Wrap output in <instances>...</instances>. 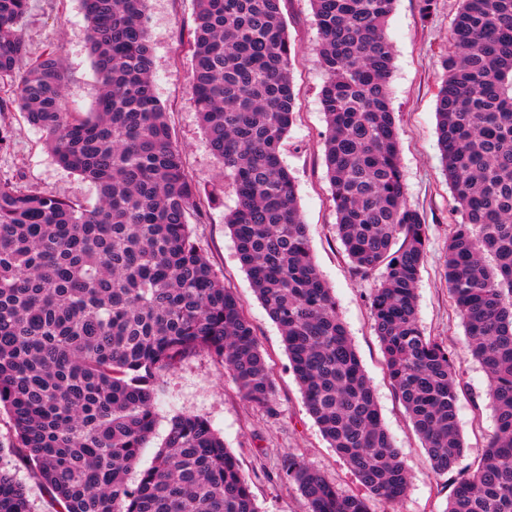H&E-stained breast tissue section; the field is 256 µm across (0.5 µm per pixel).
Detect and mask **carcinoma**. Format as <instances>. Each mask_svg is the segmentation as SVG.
Returning a JSON list of instances; mask_svg holds the SVG:
<instances>
[{
	"mask_svg": "<svg viewBox=\"0 0 512 512\" xmlns=\"http://www.w3.org/2000/svg\"><path fill=\"white\" fill-rule=\"evenodd\" d=\"M193 104L237 196L224 218L258 299L281 330L306 407L369 494L403 497L409 471L332 291L310 251L281 158L295 119L281 0H194ZM396 0H310L326 80L324 163L337 233L369 297L387 376L437 475L465 452L460 357L417 317L428 227L406 203L389 98ZM149 0H80L98 77L92 111L63 108L69 74L53 51L27 59L29 0H0V85L56 162L97 192L92 205L0 176V411L9 448L53 512H260L236 457L208 422L175 417L136 487L126 475L155 425L154 390L205 351L244 398L275 412L273 378L242 306L201 253L200 190L155 92ZM437 94V142L460 216L448 291L485 370L496 430L457 474L444 512H512V0H459ZM309 512H371L288 454ZM0 512H35L0 468Z\"/></svg>",
	"mask_w": 512,
	"mask_h": 512,
	"instance_id": "1",
	"label": "carcinoma"
}]
</instances>
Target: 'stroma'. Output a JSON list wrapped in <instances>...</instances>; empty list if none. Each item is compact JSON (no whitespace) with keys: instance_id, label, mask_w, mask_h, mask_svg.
Masks as SVG:
<instances>
[{"instance_id":"stroma-1","label":"stroma","mask_w":512,"mask_h":512,"mask_svg":"<svg viewBox=\"0 0 512 512\" xmlns=\"http://www.w3.org/2000/svg\"><path fill=\"white\" fill-rule=\"evenodd\" d=\"M288 34L298 51L293 69L296 118L282 158L294 177L297 201L316 264L336 299L337 311L375 391L383 422L405 460L410 475L406 494L390 502L371 500L372 512H444L451 479L432 472L421 441L386 375L380 342L370 316L368 298L378 276H357L336 233V214L323 160L327 124L320 102L325 76L313 47L318 30L310 0H284ZM457 0H435L429 14L420 0H397L387 33L393 49L389 84L391 106L399 129L400 165L406 202L429 229L427 256L417 284L418 321L426 335L446 340L462 351L467 338L448 295L445 280L448 232L454 222L451 192L443 172L436 136V99L448 52V33ZM85 22L79 0H30L23 22L29 57L54 51L71 80L66 107L88 112L94 105L97 75L83 38ZM193 29L192 0H150L149 36L154 60L155 91L169 112L172 140L187 168L211 196L204 202L205 223L195 225L198 247L228 288L240 298L260 348L272 368L273 411L246 401L231 373L205 352L184 359L155 388V427L137 465L128 475L136 485L152 466L172 419L186 413L208 421L236 456L261 512H308L297 486L281 474L287 454L304 459L338 488L363 493L347 463L330 448L306 409L299 384L277 324L257 298L224 222L236 195L224 184V171L211 155L195 112L190 83L188 41ZM0 125L11 133L8 150L0 151V175L21 174L30 189L94 202L96 191L79 175L55 161L42 132L17 108L0 112ZM464 390L457 404L458 425L467 446L459 461L469 468L494 433L496 422L488 395V379L479 363L461 365Z\"/></svg>"}]
</instances>
